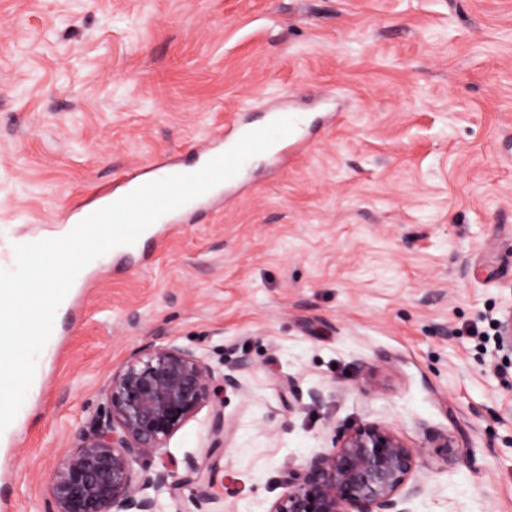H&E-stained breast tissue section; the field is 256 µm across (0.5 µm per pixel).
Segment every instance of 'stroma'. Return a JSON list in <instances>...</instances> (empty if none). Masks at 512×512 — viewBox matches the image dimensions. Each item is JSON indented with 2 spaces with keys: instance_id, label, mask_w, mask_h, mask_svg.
Segmentation results:
<instances>
[{
  "instance_id": "1",
  "label": "stroma",
  "mask_w": 512,
  "mask_h": 512,
  "mask_svg": "<svg viewBox=\"0 0 512 512\" xmlns=\"http://www.w3.org/2000/svg\"><path fill=\"white\" fill-rule=\"evenodd\" d=\"M288 95L340 119L57 311L0 437V512H48L102 387L157 337L239 382L223 448L205 407L161 451L211 454L206 512H269L366 422L419 451L412 512H512V0H0V236Z\"/></svg>"
}]
</instances>
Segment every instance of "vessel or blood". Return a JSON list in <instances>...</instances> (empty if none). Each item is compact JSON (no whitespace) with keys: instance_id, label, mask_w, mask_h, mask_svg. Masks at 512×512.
<instances>
[{"instance_id":"obj_1","label":"vessel or blood","mask_w":512,"mask_h":512,"mask_svg":"<svg viewBox=\"0 0 512 512\" xmlns=\"http://www.w3.org/2000/svg\"><path fill=\"white\" fill-rule=\"evenodd\" d=\"M247 131V126L237 123L225 127L224 131H221L218 135L203 141L200 149L202 161H209L226 152ZM308 147V141L299 139L296 134L292 133L278 139L268 149L267 155L273 162L283 165L289 162L295 154L306 151ZM180 172V163L171 156L161 160L150 161L142 166L125 169L115 175L112 181L92 185L88 192L71 199L69 202L71 215L74 221H81L93 212L115 202L144 183L177 175ZM235 185V180H227L223 182L222 186L214 187L180 208L164 214L147 228V235H156L164 226L180 223L187 214L224 198L226 192L234 190Z\"/></svg>"}]
</instances>
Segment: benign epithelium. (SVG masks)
<instances>
[{"mask_svg":"<svg viewBox=\"0 0 512 512\" xmlns=\"http://www.w3.org/2000/svg\"><path fill=\"white\" fill-rule=\"evenodd\" d=\"M238 381L204 361L191 347L149 342L112 371L102 389L106 408L50 477L52 512H162L160 496L190 486L195 502L210 500L215 473L210 456L178 461L143 460L205 406L211 408L212 447L224 444L228 426L221 388ZM419 454L384 423L338 432L333 447L288 473L286 491L269 512H411L422 494L409 484Z\"/></svg>","mask_w":512,"mask_h":512,"instance_id":"obj_1","label":"benign epithelium"}]
</instances>
